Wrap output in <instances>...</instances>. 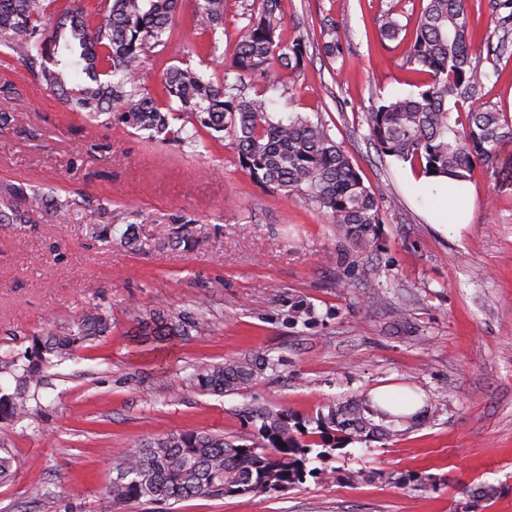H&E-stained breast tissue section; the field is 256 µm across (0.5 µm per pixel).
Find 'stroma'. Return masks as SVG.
Masks as SVG:
<instances>
[{
	"label": "stroma",
	"mask_w": 512,
	"mask_h": 512,
	"mask_svg": "<svg viewBox=\"0 0 512 512\" xmlns=\"http://www.w3.org/2000/svg\"><path fill=\"white\" fill-rule=\"evenodd\" d=\"M421 0H286L282 36L323 41L328 20L348 39L342 60L313 56L299 71L273 67L247 81L277 112L328 124L365 184L382 189L383 222L370 247L356 249L304 199L255 183L231 143L203 135L191 148L148 140L100 114L94 137L24 68L0 91V200L39 189L72 199L70 210L30 212L0 224V351L24 349L29 334L73 320L97 302L112 312L103 344L51 367L54 385L37 425L0 426L17 461L0 484V512H98L112 479V453L138 438L199 429L250 436L248 406L315 415L332 402L381 386L437 399L412 432L358 441L337 435V470L368 471L352 486L313 478L273 496L183 501L178 512H461L471 488L497 486L482 512H512V183L475 166L470 224L439 232L426 213L435 194L413 191L409 167L379 157L369 141L371 98L415 92L403 48L381 40L382 12L414 29ZM493 0H470L473 53L491 66L501 29ZM187 27L149 52L142 84L156 89L171 66L212 73ZM493 106L512 113V63L500 67L458 116ZM136 225L140 251L90 237L101 210ZM190 220L192 249L166 244ZM408 314L395 321L393 307ZM204 304L209 329L148 349L132 340L129 307L192 309ZM311 311L292 321L296 307ZM266 352L279 371L244 394L201 395L174 384L203 363ZM437 480L420 496L394 475Z\"/></svg>",
	"instance_id": "1"
}]
</instances>
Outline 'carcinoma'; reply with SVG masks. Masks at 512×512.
<instances>
[{
  "mask_svg": "<svg viewBox=\"0 0 512 512\" xmlns=\"http://www.w3.org/2000/svg\"><path fill=\"white\" fill-rule=\"evenodd\" d=\"M411 39L404 48L406 64L425 75L417 91L405 98H376L367 116L368 139L381 157H391L423 174L466 182L475 165L489 166L502 179H512V117L495 108L467 113V123L452 119L456 107L479 95L498 66L512 59L509 30H503L493 69L472 59L473 29L467 0H423ZM285 0H255L253 12L239 29L231 67L235 82L207 78L191 68L172 66L151 93L140 83L146 53L165 45L182 24L179 0H0V46L28 75L49 89L71 112L88 119L113 113L117 123L147 132L154 141H176L194 147L200 131L224 133L237 151L242 168L260 185L297 194L363 249L374 243L383 223L380 193L365 185L327 124L301 112L278 115L257 92H244L248 78L273 64L296 71L308 58L309 39L281 37ZM187 25L194 31L224 27V0H197ZM404 25L394 13L382 16L383 40H400ZM346 39L330 22L319 52L330 63L344 57ZM197 55L223 68L217 46L195 45ZM184 119L170 126L169 117ZM68 203L34 190L23 195V208L0 209V224H23L35 208L61 210ZM91 237L113 240L128 251L140 250L139 237L109 217L87 225ZM194 233L190 221L174 227L169 243L188 246ZM133 337L141 345L170 342L190 331L204 333L205 316L164 307L130 312ZM112 333V316L97 304L72 323L51 332L34 333L21 352L0 354V423L36 422L42 391L49 386L53 360L72 358L76 351L104 341ZM279 360L248 354L196 366L177 386L224 396L238 394L274 372ZM245 420L254 428L242 441L222 434L186 429L135 441L112 458V481L103 496L104 512H118L128 503L156 505L174 512V505L193 498L257 497L286 492L307 478L331 479L327 462L336 451V427L357 439L406 434L414 417L371 409L369 398L354 395L327 405V413L303 419L283 409L255 406ZM285 446H280V443ZM319 465L313 467L311 463ZM16 463L11 448L0 442V483L9 480ZM497 495V488L475 489L462 512Z\"/></svg>",
  "mask_w": 512,
  "mask_h": 512,
  "instance_id": "obj_1",
  "label": "carcinoma"
}]
</instances>
